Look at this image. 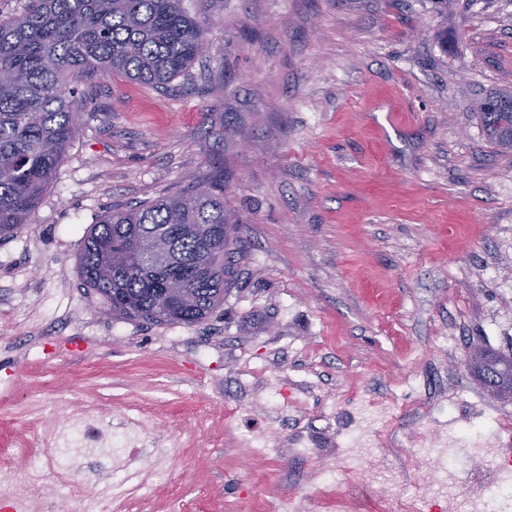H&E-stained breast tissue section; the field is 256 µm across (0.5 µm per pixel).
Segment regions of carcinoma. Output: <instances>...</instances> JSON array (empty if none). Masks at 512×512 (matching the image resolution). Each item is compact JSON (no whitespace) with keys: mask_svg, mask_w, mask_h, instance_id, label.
<instances>
[{"mask_svg":"<svg viewBox=\"0 0 512 512\" xmlns=\"http://www.w3.org/2000/svg\"><path fill=\"white\" fill-rule=\"evenodd\" d=\"M205 45L183 0H29L23 14L0 16V239L27 224L76 137L69 83L112 74L164 88ZM479 110L494 143L512 149V94ZM237 228L215 174L176 196L106 211L84 237L79 276L116 316L197 323L224 303V251ZM171 276L193 290L192 304L167 295ZM474 367L496 371L512 396V358Z\"/></svg>","mask_w":512,"mask_h":512,"instance_id":"obj_1","label":"carcinoma"}]
</instances>
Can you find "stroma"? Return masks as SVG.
Returning <instances> with one entry per match:
<instances>
[{
  "label": "stroma",
  "instance_id": "obj_1",
  "mask_svg": "<svg viewBox=\"0 0 512 512\" xmlns=\"http://www.w3.org/2000/svg\"><path fill=\"white\" fill-rule=\"evenodd\" d=\"M184 5L204 55L165 88L79 83L76 138L0 241V461L22 467L84 407L105 431L140 409L143 477L167 479L112 512H354L395 458L374 445L321 486L353 403L395 400L406 433L437 394L512 416L467 367L471 346L512 350V152L474 115L512 90V0ZM218 166L239 222L223 305L190 325L112 317L78 274L90 225Z\"/></svg>",
  "mask_w": 512,
  "mask_h": 512
}]
</instances>
